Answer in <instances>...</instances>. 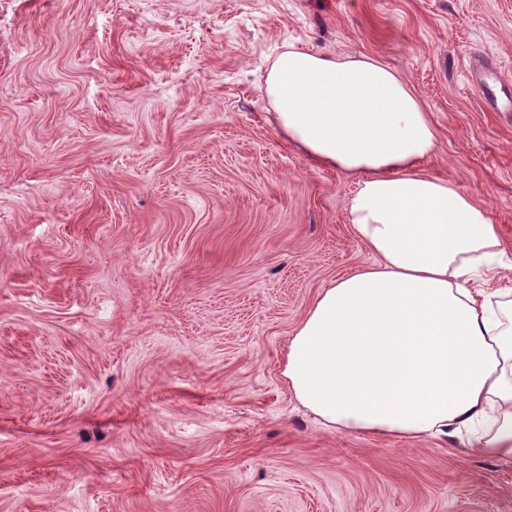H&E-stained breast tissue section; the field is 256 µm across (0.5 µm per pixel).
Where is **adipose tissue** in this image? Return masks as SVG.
Wrapping results in <instances>:
<instances>
[{"label":"adipose tissue","mask_w":512,"mask_h":512,"mask_svg":"<svg viewBox=\"0 0 512 512\" xmlns=\"http://www.w3.org/2000/svg\"><path fill=\"white\" fill-rule=\"evenodd\" d=\"M270 125L315 165L359 177L348 203L369 264L322 289L295 327L282 375L327 429L465 437L512 463V296L489 211L423 162L428 112L379 58L291 46L265 77Z\"/></svg>","instance_id":"adipose-tissue-1"}]
</instances>
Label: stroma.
I'll return each mask as SVG.
<instances>
[{
	"mask_svg": "<svg viewBox=\"0 0 512 512\" xmlns=\"http://www.w3.org/2000/svg\"><path fill=\"white\" fill-rule=\"evenodd\" d=\"M382 58L512 261V0H0V512H512L461 439L324 428L282 374L369 263L266 122L287 45Z\"/></svg>",
	"mask_w": 512,
	"mask_h": 512,
	"instance_id": "obj_1",
	"label": "stroma"
}]
</instances>
